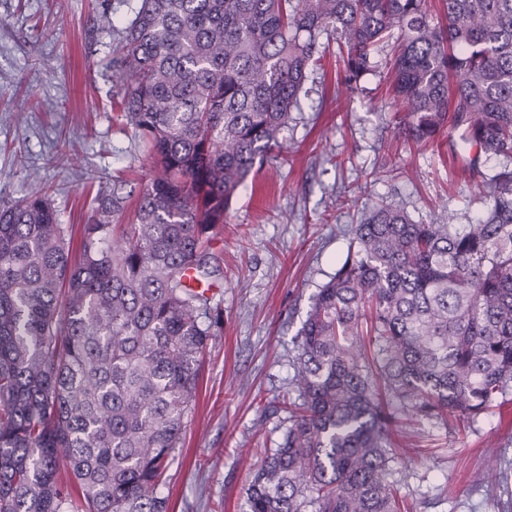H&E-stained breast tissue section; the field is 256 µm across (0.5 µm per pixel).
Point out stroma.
Segmentation results:
<instances>
[{"instance_id":"stroma-1","label":"stroma","mask_w":512,"mask_h":512,"mask_svg":"<svg viewBox=\"0 0 512 512\" xmlns=\"http://www.w3.org/2000/svg\"><path fill=\"white\" fill-rule=\"evenodd\" d=\"M137 0H0V204L40 185L81 235L89 188L151 161L112 109L103 12L129 20ZM376 71L347 89L335 53L308 74L283 132L282 157L255 166L216 246L224 278L217 332L202 358L195 408L163 489L169 512H245L264 449L286 426L297 333L318 289L346 258L351 227L379 198L414 220L475 222V179L446 148L399 133ZM398 493L413 512H512V392L462 433L403 414L391 445Z\"/></svg>"}]
</instances>
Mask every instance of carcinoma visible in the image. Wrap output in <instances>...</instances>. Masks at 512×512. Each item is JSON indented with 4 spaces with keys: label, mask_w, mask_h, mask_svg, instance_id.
Masks as SVG:
<instances>
[{
    "label": "carcinoma",
    "mask_w": 512,
    "mask_h": 512,
    "mask_svg": "<svg viewBox=\"0 0 512 512\" xmlns=\"http://www.w3.org/2000/svg\"><path fill=\"white\" fill-rule=\"evenodd\" d=\"M139 0L107 23L152 165L97 190L79 252L47 192L0 206V512H168L159 488L215 336L212 249L279 147L321 38L352 86L391 41L397 124L480 178L474 224L375 203L298 332L288 426L247 512H401L397 408L456 430L512 388V0ZM502 161L480 170L482 158Z\"/></svg>",
    "instance_id": "cac0c4a2"
}]
</instances>
